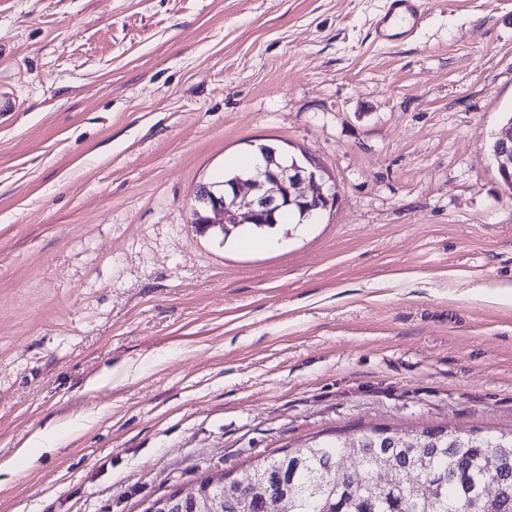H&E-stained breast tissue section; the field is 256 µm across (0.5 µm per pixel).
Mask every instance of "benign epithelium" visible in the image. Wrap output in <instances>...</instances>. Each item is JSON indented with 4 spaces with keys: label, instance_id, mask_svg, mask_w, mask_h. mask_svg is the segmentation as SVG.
<instances>
[{
    "label": "benign epithelium",
    "instance_id": "1",
    "mask_svg": "<svg viewBox=\"0 0 512 512\" xmlns=\"http://www.w3.org/2000/svg\"><path fill=\"white\" fill-rule=\"evenodd\" d=\"M266 158L253 170L249 182H235L224 187V193L215 191L216 184H202L198 191L205 194L208 206L195 212V223L204 230L228 224H262L276 218L291 206L303 212L310 223H316L322 214L336 203V180L329 171L308 153L304 162L288 164L277 159V150L262 146ZM495 159L498 169L508 174L504 186L512 190V123L504 125L495 134ZM198 484L173 490V499L162 501L153 509H168L175 504L198 501Z\"/></svg>",
    "mask_w": 512,
    "mask_h": 512
}]
</instances>
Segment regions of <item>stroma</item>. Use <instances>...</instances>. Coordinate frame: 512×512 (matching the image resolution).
Instances as JSON below:
<instances>
[{
  "label": "stroma",
  "mask_w": 512,
  "mask_h": 512,
  "mask_svg": "<svg viewBox=\"0 0 512 512\" xmlns=\"http://www.w3.org/2000/svg\"><path fill=\"white\" fill-rule=\"evenodd\" d=\"M0 0V512H147L373 427L512 432V0ZM305 150L318 223L200 232ZM67 430L49 453L36 434ZM426 18L423 0H384L373 21L375 39L382 45H392L410 38ZM490 146L492 153L495 148V159L501 173L511 172L505 179L504 186L512 190V123L503 125L495 134V144L492 140ZM211 481V478H205L201 480L200 487L205 489L209 485ZM197 483L192 484L188 487H178L177 489L173 490V499L170 501H161L160 503H157L153 506V509H159L164 508L167 510L171 506H174L175 504H192L196 503L201 495V490Z\"/></svg>",
  "instance_id": "35a3bbf8"
}]
</instances>
